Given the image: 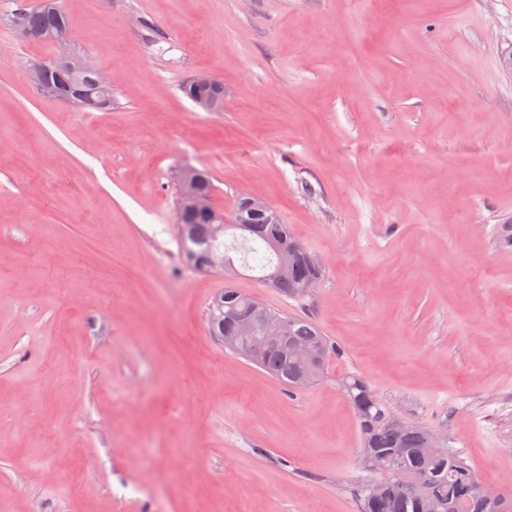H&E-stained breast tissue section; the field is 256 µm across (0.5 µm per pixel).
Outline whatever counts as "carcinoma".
Masks as SVG:
<instances>
[{"instance_id": "carcinoma-1", "label": "carcinoma", "mask_w": 512, "mask_h": 512, "mask_svg": "<svg viewBox=\"0 0 512 512\" xmlns=\"http://www.w3.org/2000/svg\"><path fill=\"white\" fill-rule=\"evenodd\" d=\"M14 18L23 22L34 34V41H51L62 45L69 32V17L59 0H42L34 9L19 8ZM96 76L90 71L74 72L67 67L53 68L43 74L39 84L70 86L86 92L88 108L108 109L112 100H100L94 95ZM185 94L196 100L202 96L212 104L211 111L220 112L224 107V84L198 89L191 82L184 86ZM187 225L185 240L192 247L182 251L185 260L203 259L210 249L224 251L229 263H234L230 253L241 254L246 261L251 253L258 252L252 243L265 248L266 272L277 265L274 245L287 246L297 238L288 225L274 215L270 222L261 219L252 224L248 235L231 241L225 240L229 230L214 234L212 226L196 216H185ZM288 281L296 286L293 298L303 296L301 286L312 278L324 276V269L307 254L288 265L284 271ZM278 311L263 302L246 296L234 288L224 289L207 311V325L212 333L223 334L224 349L238 354L260 343L258 337H240L237 317L251 316L260 319L276 315ZM288 322V339L316 348L317 359L311 366L275 344L263 347V355L257 363L268 375L280 382L290 393L304 390L301 375L309 373L310 386L317 385L324 377L330 360L339 355L336 344L325 336L311 320L282 315ZM342 392L354 410L363 434L364 452L369 460L379 459V468L389 472L392 478L362 490L360 512H512V494L499 492V496L486 499L483 486L473 470L458 456L446 448L430 449L428 431L409 425L400 428L385 416L380 403L372 394L367 382L358 376H348L341 381Z\"/></svg>"}]
</instances>
